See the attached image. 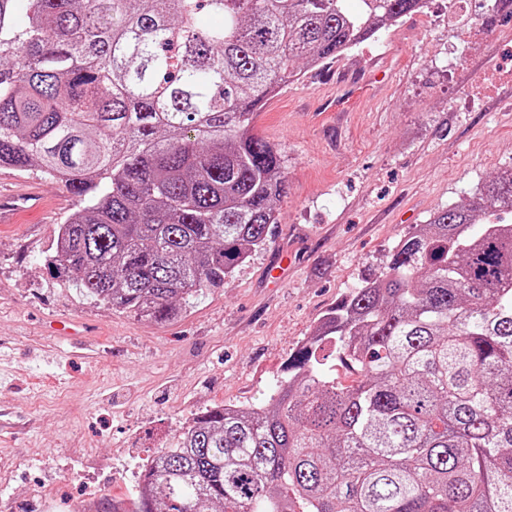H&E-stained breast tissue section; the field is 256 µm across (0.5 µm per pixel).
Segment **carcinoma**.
Segmentation results:
<instances>
[{"instance_id": "cac0c4a2", "label": "carcinoma", "mask_w": 512, "mask_h": 512, "mask_svg": "<svg viewBox=\"0 0 512 512\" xmlns=\"http://www.w3.org/2000/svg\"><path fill=\"white\" fill-rule=\"evenodd\" d=\"M348 2L0 0V166L80 202L48 271L157 323L229 283L284 191L264 101L425 0ZM479 212L512 213V167L401 239L269 401L196 415L96 512H512V224Z\"/></svg>"}]
</instances>
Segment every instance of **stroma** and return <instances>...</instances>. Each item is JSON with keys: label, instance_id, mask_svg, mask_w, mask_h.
Here are the masks:
<instances>
[{"label": "stroma", "instance_id": "stroma-1", "mask_svg": "<svg viewBox=\"0 0 512 512\" xmlns=\"http://www.w3.org/2000/svg\"><path fill=\"white\" fill-rule=\"evenodd\" d=\"M512 7L490 25L430 0L343 55L302 67L261 109L285 190L266 246L230 283L155 323L82 296L44 262L77 201L39 171H10L0 193L46 207L0 224V512H81L129 498L156 449L218 405L267 399L289 354L430 215L468 203L512 165V79L500 72ZM92 326L83 354L50 326Z\"/></svg>", "mask_w": 512, "mask_h": 512}]
</instances>
